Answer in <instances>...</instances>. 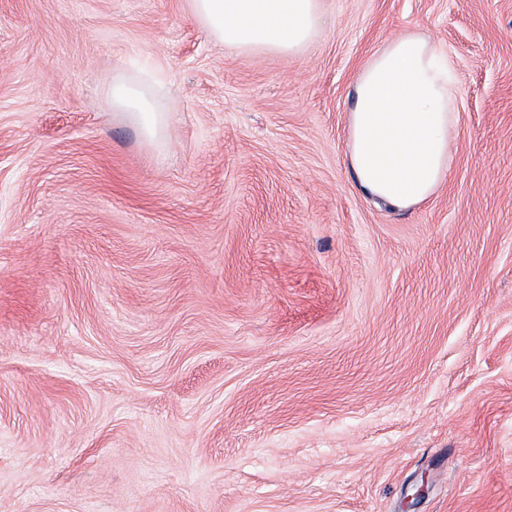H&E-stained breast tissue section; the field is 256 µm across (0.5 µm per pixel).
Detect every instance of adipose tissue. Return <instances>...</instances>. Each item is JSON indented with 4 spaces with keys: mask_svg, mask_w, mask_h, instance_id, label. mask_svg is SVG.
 I'll return each mask as SVG.
<instances>
[{
    "mask_svg": "<svg viewBox=\"0 0 512 512\" xmlns=\"http://www.w3.org/2000/svg\"><path fill=\"white\" fill-rule=\"evenodd\" d=\"M193 16L226 48L297 54L321 24L319 0H189ZM452 64L423 36L389 42L362 69L349 114L348 163L360 192L397 210L434 196L453 164L457 126ZM151 138L169 123L137 88H112Z\"/></svg>",
    "mask_w": 512,
    "mask_h": 512,
    "instance_id": "ef3b65f1",
    "label": "adipose tissue"
}]
</instances>
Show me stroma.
Returning a JSON list of instances; mask_svg holds the SVG:
<instances>
[{
    "instance_id": "35a3bbf8",
    "label": "stroma",
    "mask_w": 512,
    "mask_h": 512,
    "mask_svg": "<svg viewBox=\"0 0 512 512\" xmlns=\"http://www.w3.org/2000/svg\"><path fill=\"white\" fill-rule=\"evenodd\" d=\"M322 4L284 57L188 0H0V512H512V0ZM408 33L458 121L398 211L349 112ZM113 107L134 111L143 132L151 138L162 134L169 123V116L157 112L147 97L137 88L125 84L112 87Z\"/></svg>"
}]
</instances>
